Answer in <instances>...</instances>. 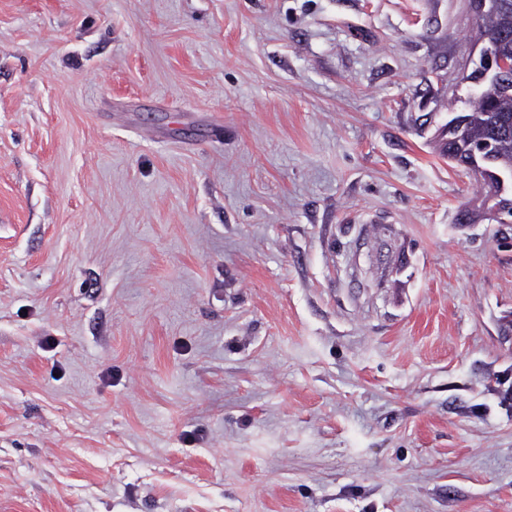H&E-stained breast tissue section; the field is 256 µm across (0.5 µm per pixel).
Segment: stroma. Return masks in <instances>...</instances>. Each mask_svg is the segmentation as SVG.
Masks as SVG:
<instances>
[{
  "mask_svg": "<svg viewBox=\"0 0 512 512\" xmlns=\"http://www.w3.org/2000/svg\"><path fill=\"white\" fill-rule=\"evenodd\" d=\"M469 0H0V512H512V223L432 144Z\"/></svg>",
  "mask_w": 512,
  "mask_h": 512,
  "instance_id": "obj_1",
  "label": "stroma"
}]
</instances>
